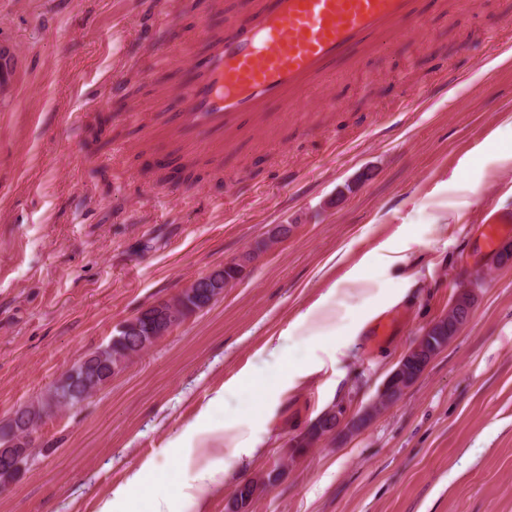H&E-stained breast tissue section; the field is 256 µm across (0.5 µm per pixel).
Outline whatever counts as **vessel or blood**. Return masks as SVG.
I'll list each match as a JSON object with an SVG mask.
<instances>
[{
  "label": "vessel or blood",
  "instance_id": "vessel-or-blood-1",
  "mask_svg": "<svg viewBox=\"0 0 512 512\" xmlns=\"http://www.w3.org/2000/svg\"><path fill=\"white\" fill-rule=\"evenodd\" d=\"M423 25L416 0H253L195 59L178 131L204 146L242 116L302 111L337 63Z\"/></svg>",
  "mask_w": 512,
  "mask_h": 512
}]
</instances>
